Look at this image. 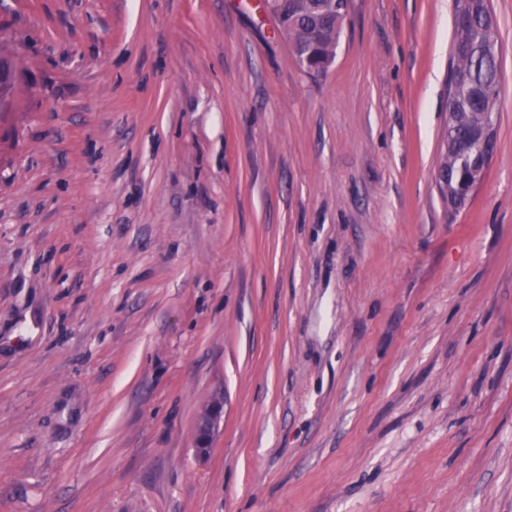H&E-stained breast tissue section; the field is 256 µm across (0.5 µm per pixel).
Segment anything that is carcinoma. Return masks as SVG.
Here are the masks:
<instances>
[{
	"instance_id": "carcinoma-1",
	"label": "carcinoma",
	"mask_w": 512,
	"mask_h": 512,
	"mask_svg": "<svg viewBox=\"0 0 512 512\" xmlns=\"http://www.w3.org/2000/svg\"><path fill=\"white\" fill-rule=\"evenodd\" d=\"M346 5L347 0H282V22L292 32L288 41L318 73L335 58ZM454 14L449 68L458 91L448 111L454 113L456 138L464 140L476 115L497 118L501 69L495 39L485 33L486 0H455ZM442 167L448 170L449 193L463 195L475 175L472 161L453 152Z\"/></svg>"
}]
</instances>
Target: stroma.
Instances as JSON below:
<instances>
[{"instance_id":"stroma-1","label":"stroma","mask_w":512,"mask_h":512,"mask_svg":"<svg viewBox=\"0 0 512 512\" xmlns=\"http://www.w3.org/2000/svg\"><path fill=\"white\" fill-rule=\"evenodd\" d=\"M491 4L453 213L454 0H348L321 75L240 0H0V512H512ZM496 124L497 120L486 121L483 126L477 129L468 143L457 144L458 150L468 148L480 153L483 159V168L473 180L470 196H473L484 178V172L491 164L496 146ZM446 154L442 163L439 179L442 184H448V191L454 196H462L475 175V168L471 159H466L458 152Z\"/></svg>"}]
</instances>
